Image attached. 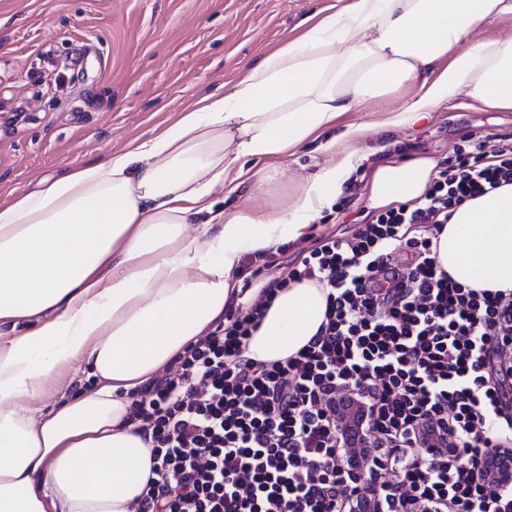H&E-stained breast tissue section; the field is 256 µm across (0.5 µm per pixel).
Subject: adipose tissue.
I'll return each instance as SVG.
<instances>
[{
	"instance_id": "ef3b65f1",
	"label": "adipose tissue",
	"mask_w": 512,
	"mask_h": 512,
	"mask_svg": "<svg viewBox=\"0 0 512 512\" xmlns=\"http://www.w3.org/2000/svg\"><path fill=\"white\" fill-rule=\"evenodd\" d=\"M505 14L512 0H348L156 136L0 204V328L26 327L0 344V512H132L152 466L133 394L223 316L244 254L303 240L343 193L358 142L458 97L512 111V37H472ZM413 82L401 112L326 143L340 163L305 179L290 209L214 212L216 186L265 189L250 161H287L343 113ZM436 174L429 157L378 165L369 204L415 201ZM433 249L456 282L512 291V184L459 206ZM327 294L310 280L279 291L246 357L295 356L324 321ZM76 360L95 390L14 410Z\"/></svg>"
}]
</instances>
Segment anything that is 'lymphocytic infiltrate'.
Masks as SVG:
<instances>
[{
    "label": "lymphocytic infiltrate",
    "mask_w": 512,
    "mask_h": 512,
    "mask_svg": "<svg viewBox=\"0 0 512 512\" xmlns=\"http://www.w3.org/2000/svg\"><path fill=\"white\" fill-rule=\"evenodd\" d=\"M505 184L512 145L491 164L458 157L414 204L295 257L288 279L328 290L296 356H245L275 280L143 385L132 410L153 467L139 512H351L343 427L355 401L365 443L390 460L385 512H512V492L488 481L496 452L512 453V293L463 286L432 249L458 206Z\"/></svg>",
    "instance_id": "1"
}]
</instances>
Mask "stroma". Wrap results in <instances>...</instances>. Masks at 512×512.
Listing matches in <instances>:
<instances>
[{"label":"stroma","instance_id":"obj_1","mask_svg":"<svg viewBox=\"0 0 512 512\" xmlns=\"http://www.w3.org/2000/svg\"><path fill=\"white\" fill-rule=\"evenodd\" d=\"M347 0H0V203L75 165L107 158L137 138L161 131L196 98L233 83L250 65L299 36L309 17L340 10ZM409 86L344 114L327 138L349 125L375 123L401 111ZM512 143L511 111H480L446 101L429 116L359 142L362 156L332 210L309 225L299 245L273 257L245 255L242 278L262 287L286 278L288 263L318 239L352 232L374 216L366 184L385 161L426 156L446 164L473 151ZM319 142L299 148L270 190L216 187L215 210L254 200L288 209L300 182L338 162ZM84 363L61 369L38 403L50 406L93 387Z\"/></svg>","mask_w":512,"mask_h":512}]
</instances>
